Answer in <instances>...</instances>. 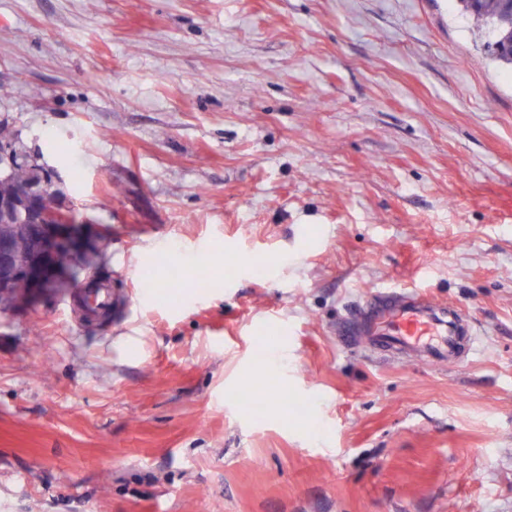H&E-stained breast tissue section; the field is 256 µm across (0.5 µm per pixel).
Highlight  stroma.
Here are the masks:
<instances>
[{
  "mask_svg": "<svg viewBox=\"0 0 512 512\" xmlns=\"http://www.w3.org/2000/svg\"><path fill=\"white\" fill-rule=\"evenodd\" d=\"M478 43L456 0H0V123L123 299L0 303V512H512V71ZM416 286L468 359L345 344Z\"/></svg>",
  "mask_w": 512,
  "mask_h": 512,
  "instance_id": "1",
  "label": "stroma"
}]
</instances>
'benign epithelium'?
Masks as SVG:
<instances>
[{"label":"benign epithelium","instance_id":"1","mask_svg":"<svg viewBox=\"0 0 512 512\" xmlns=\"http://www.w3.org/2000/svg\"><path fill=\"white\" fill-rule=\"evenodd\" d=\"M30 161L41 168L42 180L30 183L16 195L0 197V291L21 280L27 291L18 302L33 306L53 289L80 286V281L58 265L57 258L62 253L75 258L99 253L104 233L95 224L77 219L73 211L46 210L44 191L48 182L57 183L60 176L42 157L34 156ZM18 222L31 225L33 230L32 253L22 261L12 258L7 240L8 230Z\"/></svg>","mask_w":512,"mask_h":512}]
</instances>
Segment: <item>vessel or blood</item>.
Segmentation results:
<instances>
[{"label": "vessel or blood", "instance_id": "b4317fda", "mask_svg": "<svg viewBox=\"0 0 512 512\" xmlns=\"http://www.w3.org/2000/svg\"><path fill=\"white\" fill-rule=\"evenodd\" d=\"M344 340L435 364L458 361L476 343L475 331L461 313L436 303L420 288L373 291L348 322Z\"/></svg>", "mask_w": 512, "mask_h": 512}]
</instances>
